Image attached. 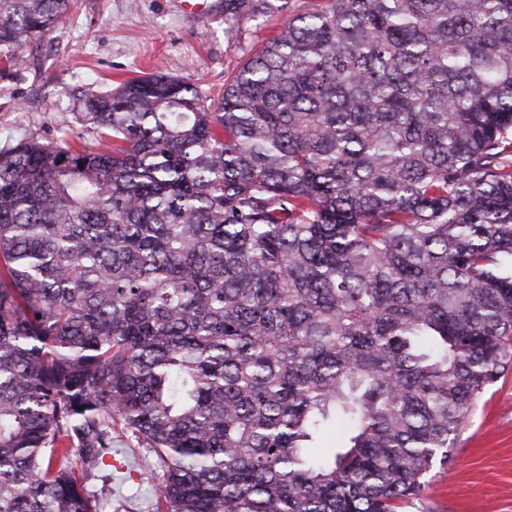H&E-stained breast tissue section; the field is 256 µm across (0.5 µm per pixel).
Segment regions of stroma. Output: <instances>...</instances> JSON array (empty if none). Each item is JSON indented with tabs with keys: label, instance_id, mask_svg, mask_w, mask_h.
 I'll list each match as a JSON object with an SVG mask.
<instances>
[{
	"label": "stroma",
	"instance_id": "1",
	"mask_svg": "<svg viewBox=\"0 0 512 512\" xmlns=\"http://www.w3.org/2000/svg\"><path fill=\"white\" fill-rule=\"evenodd\" d=\"M320 0H267L262 17L214 0L203 16L185 14L179 0H74L66 24L43 41L0 62V145L29 132L95 146L75 120L85 88L114 89L140 76L168 74L206 96L224 90L289 17ZM420 500L403 512H512V369L490 385L460 431L448 464L434 465ZM112 488V512H154L151 488L139 478L95 472L90 493Z\"/></svg>",
	"mask_w": 512,
	"mask_h": 512
}]
</instances>
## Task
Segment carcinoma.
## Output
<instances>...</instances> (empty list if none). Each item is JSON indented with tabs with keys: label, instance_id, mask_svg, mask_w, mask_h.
I'll use <instances>...</instances> for the list:
<instances>
[{
	"label": "carcinoma",
	"instance_id": "1",
	"mask_svg": "<svg viewBox=\"0 0 512 512\" xmlns=\"http://www.w3.org/2000/svg\"><path fill=\"white\" fill-rule=\"evenodd\" d=\"M72 0H0V60ZM0 146V512H398L512 365V0H325L207 102ZM337 435L335 446L323 437ZM113 451H118L128 460L134 470H148L155 459L146 448L139 447L135 441L127 440L122 434H116ZM120 473L112 468V512H154L150 485L140 482L139 474Z\"/></svg>",
	"mask_w": 512,
	"mask_h": 512
}]
</instances>
